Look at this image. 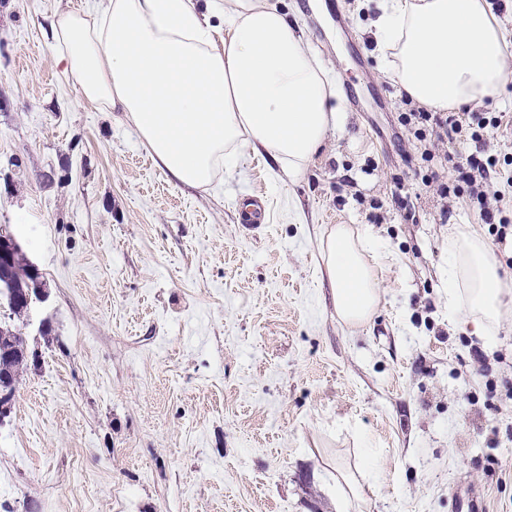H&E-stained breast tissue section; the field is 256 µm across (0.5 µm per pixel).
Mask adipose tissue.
<instances>
[{
    "instance_id": "1",
    "label": "adipose tissue",
    "mask_w": 512,
    "mask_h": 512,
    "mask_svg": "<svg viewBox=\"0 0 512 512\" xmlns=\"http://www.w3.org/2000/svg\"><path fill=\"white\" fill-rule=\"evenodd\" d=\"M371 26L383 71L430 110H460L512 81L487 0H379ZM47 38L83 100L121 112L156 165L191 187H208L243 147L296 179L338 125L326 67L270 0H105L57 14ZM321 249L337 316L365 323L380 298L375 255L346 224ZM447 286L449 316L493 351L512 287L471 225L448 227Z\"/></svg>"
}]
</instances>
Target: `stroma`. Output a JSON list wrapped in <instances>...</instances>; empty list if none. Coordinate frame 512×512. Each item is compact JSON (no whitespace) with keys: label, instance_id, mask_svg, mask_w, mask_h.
Listing matches in <instances>:
<instances>
[{"label":"stroma","instance_id":"35a3bbf8","mask_svg":"<svg viewBox=\"0 0 512 512\" xmlns=\"http://www.w3.org/2000/svg\"><path fill=\"white\" fill-rule=\"evenodd\" d=\"M92 0H0V227L49 298L10 318L38 355L0 421V512H512V317L474 373L448 315V227L486 233L467 197L413 201L402 90L378 69L375 9L273 0L298 22L341 114L306 172L281 182L250 148L209 188L168 177L119 113L82 101L46 39ZM262 194L247 230L240 199ZM338 224L379 260L380 302L336 314L320 241Z\"/></svg>","mask_w":512,"mask_h":512}]
</instances>
